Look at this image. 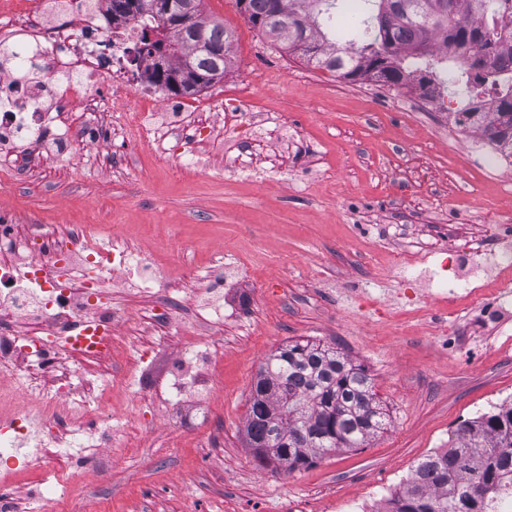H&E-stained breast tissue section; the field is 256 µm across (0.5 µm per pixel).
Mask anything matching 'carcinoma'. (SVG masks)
<instances>
[{
    "label": "carcinoma",
    "mask_w": 512,
    "mask_h": 512,
    "mask_svg": "<svg viewBox=\"0 0 512 512\" xmlns=\"http://www.w3.org/2000/svg\"><path fill=\"white\" fill-rule=\"evenodd\" d=\"M112 13L140 28L127 63L145 67L164 92L193 94L224 77L232 35L201 13V0H173L192 15L188 28L156 16L155 0H108ZM512 0H363L361 15L338 23L344 0H236L253 28L299 53L307 63L352 81L367 78L401 87L418 75L420 92H459L464 105L454 123L512 149ZM308 14L289 34L283 21ZM457 52L433 55V43ZM163 54L167 68L151 57ZM185 68L205 82L183 89L170 75ZM390 416L367 370L316 342L273 351L251 388L247 435L264 465L294 471L338 448H362L388 431ZM512 487V400L463 423L445 450L420 460L388 501L385 512H493Z\"/></svg>",
    "instance_id": "1"
}]
</instances>
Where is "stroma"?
I'll return each instance as SVG.
<instances>
[{
  "instance_id": "obj_1",
  "label": "stroma",
  "mask_w": 512,
  "mask_h": 512,
  "mask_svg": "<svg viewBox=\"0 0 512 512\" xmlns=\"http://www.w3.org/2000/svg\"><path fill=\"white\" fill-rule=\"evenodd\" d=\"M232 32L224 76L183 96L192 138L177 160L123 148L58 158L17 143L0 215L131 257L106 288L120 317L112 351L88 359L112 380L108 466L76 472L90 512H380L425 455L464 421L512 398V324L474 332L478 311L449 275L458 252L492 246L512 213V174L475 161L469 133L409 110L413 93L307 64L252 28L236 0H203ZM171 284L166 323L138 274ZM233 292L201 299L218 265ZM312 341L371 375L391 416L367 447L288 473L262 467L246 434L253 379L278 347ZM9 492L35 505L34 451Z\"/></svg>"
}]
</instances>
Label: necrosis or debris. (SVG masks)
I'll use <instances>...</instances> for the list:
<instances>
[{
	"mask_svg": "<svg viewBox=\"0 0 512 512\" xmlns=\"http://www.w3.org/2000/svg\"><path fill=\"white\" fill-rule=\"evenodd\" d=\"M138 30L113 20L105 0H0V170L14 167L15 141H41L52 114L98 111L111 86V65L134 48ZM81 225L58 241L52 254L34 250L36 233L17 224H0V255L27 252L22 274L0 275V313L22 315L28 333L0 337V371L28 354L43 361L66 351L73 361L82 354L67 345L69 323L87 319L92 335L111 332L117 313L101 287L124 250L87 245ZM111 382L86 393L79 372L54 385L19 379L0 389V414L11 417L0 432V470H16V449L38 433L40 443L58 442L63 421L81 413L82 426L70 437L82 443L112 439V416L105 404Z\"/></svg>",
	"mask_w": 512,
	"mask_h": 512,
	"instance_id": "4bbe7bcc",
	"label": "necrosis or debris"
}]
</instances>
